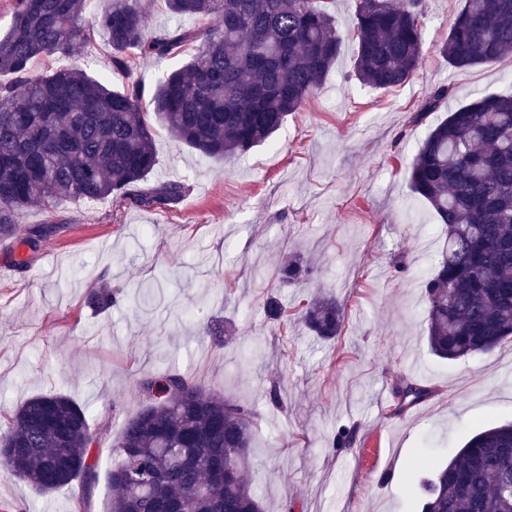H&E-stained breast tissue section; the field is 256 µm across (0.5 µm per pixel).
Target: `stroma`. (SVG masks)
Instances as JSON below:
<instances>
[{"instance_id": "35a3bbf8", "label": "stroma", "mask_w": 512, "mask_h": 512, "mask_svg": "<svg viewBox=\"0 0 512 512\" xmlns=\"http://www.w3.org/2000/svg\"><path fill=\"white\" fill-rule=\"evenodd\" d=\"M356 0H336L341 53L323 85L265 144L231 161L202 156L155 132L151 181L180 180L175 207L143 211L111 199L34 209L37 248L0 239V414L62 392L110 429L90 451L97 482L88 512H109L112 448L143 406L145 375L188 374L258 416L245 479L264 512H412L420 449L447 461L475 431L512 418V346L448 362L427 342L423 299L447 247L406 170L448 109L409 122L431 88L449 107L512 93V55L454 68L439 54L461 0H425L423 59L389 90L353 73ZM304 256L311 278L279 288L278 268ZM158 283L146 307L98 313L89 286ZM290 305L330 293L345 307L335 341L264 315L268 295ZM223 322V342L201 323ZM433 388L422 408L380 413L400 379ZM284 400L274 406L271 387ZM353 442L338 448L339 428ZM80 484L50 494L0 470V512H71Z\"/></svg>"}]
</instances>
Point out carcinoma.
<instances>
[{
  "mask_svg": "<svg viewBox=\"0 0 512 512\" xmlns=\"http://www.w3.org/2000/svg\"><path fill=\"white\" fill-rule=\"evenodd\" d=\"M90 0H17L0 35V237L32 246L43 229L22 235L32 209L112 198L168 209L185 195L181 181L151 183L157 123L200 154L232 159L268 141L324 82L340 54L336 0H165L168 11L199 21L145 32L154 0H108L94 15L112 48L116 89L76 65L32 71L33 63L70 57L90 40ZM423 0H358L357 79L386 90L411 80L422 53ZM193 50L144 105L130 54L149 61ZM440 54L455 68L495 64L512 54V0H463ZM430 90L411 116L419 124L446 102ZM448 232L426 282L428 343L440 359L493 353L512 343V95L485 96L448 112L431 128L407 171ZM310 273L298 254L279 268V287ZM142 289L102 283L87 306L141 305ZM266 318L288 327V304L270 295ZM314 336L334 340L343 305L321 294L294 308ZM145 405L113 448L111 512H261L244 479L258 417L180 373L143 377ZM431 390L414 379L395 387V412ZM0 466L47 494L97 477L98 440L71 396H33L3 416ZM512 421L474 434L417 487L419 512H512Z\"/></svg>",
  "mask_w": 512,
  "mask_h": 512,
  "instance_id": "carcinoma-1",
  "label": "carcinoma"
}]
</instances>
